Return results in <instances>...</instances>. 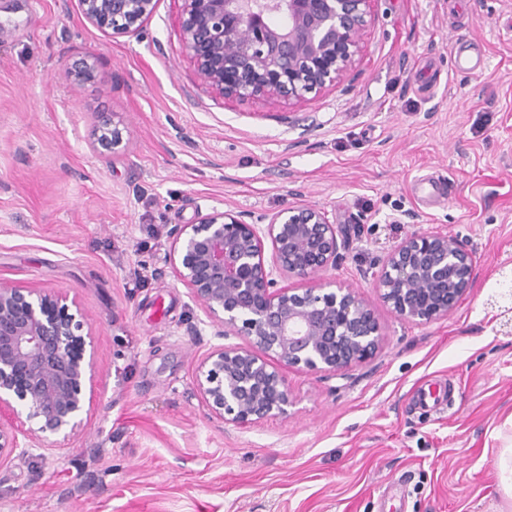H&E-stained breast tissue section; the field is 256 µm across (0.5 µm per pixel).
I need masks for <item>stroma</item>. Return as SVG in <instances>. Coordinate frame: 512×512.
Masks as SVG:
<instances>
[{"label":"stroma","mask_w":512,"mask_h":512,"mask_svg":"<svg viewBox=\"0 0 512 512\" xmlns=\"http://www.w3.org/2000/svg\"><path fill=\"white\" fill-rule=\"evenodd\" d=\"M487 67L458 72L459 44ZM93 56L94 79L66 68ZM121 121L100 154L98 115ZM446 181L445 196L427 182ZM324 208L349 227L331 273L382 331L346 375L281 366L288 416H212L197 363L220 338L177 279L169 231L212 209ZM456 234L473 282L448 318L401 320L374 288L390 249ZM512 0H371L336 85L225 98L182 52L180 0L111 35L78 0H0V279L87 315L83 431L0 458V512H498L512 443ZM418 393L445 407L416 409ZM512 445L502 448L498 457V468L500 471L499 488L506 500L509 501V510H500V512H510L512 508Z\"/></svg>","instance_id":"stroma-1"}]
</instances>
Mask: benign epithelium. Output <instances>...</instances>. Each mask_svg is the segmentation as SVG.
<instances>
[{"label":"benign epithelium","instance_id":"benign-epithelium-1","mask_svg":"<svg viewBox=\"0 0 512 512\" xmlns=\"http://www.w3.org/2000/svg\"><path fill=\"white\" fill-rule=\"evenodd\" d=\"M370 0H181V44L200 78L245 102L302 98L339 81L360 50ZM85 21L114 35L147 19L156 0H79ZM73 84L93 77L85 55L68 66ZM97 144L116 153L122 131L110 117ZM170 261L219 337L195 368L193 382L211 412L245 424L288 415L293 401L284 377L256 350L290 366L343 376L377 352L382 333L365 299L336 286L348 245L345 229L315 205L296 203L265 224L240 211L218 210L194 224H176ZM272 245L264 258V239ZM473 254L450 232L410 236L382 261L374 287L404 320L448 315L471 286ZM302 293L278 286L280 277ZM92 327L79 304L60 292L22 290L0 280V406L26 415L28 445L0 427V456L43 449L51 435L84 427L86 386L93 383Z\"/></svg>","mask_w":512,"mask_h":512}]
</instances>
